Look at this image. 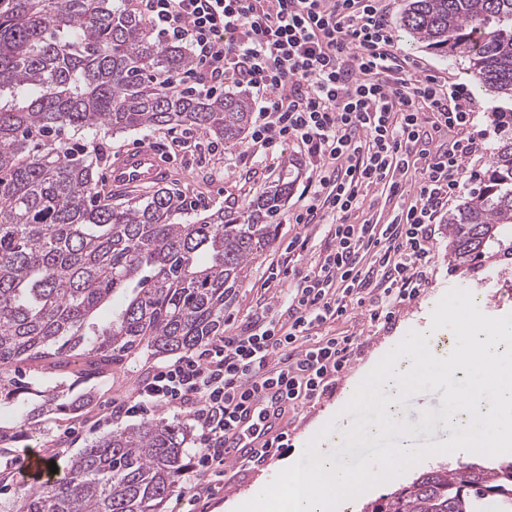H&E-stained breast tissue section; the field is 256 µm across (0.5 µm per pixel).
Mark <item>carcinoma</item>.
<instances>
[{"label": "carcinoma", "mask_w": 512, "mask_h": 512, "mask_svg": "<svg viewBox=\"0 0 512 512\" xmlns=\"http://www.w3.org/2000/svg\"><path fill=\"white\" fill-rule=\"evenodd\" d=\"M132 0H0V402L33 387L12 375L81 362L110 366L148 351L188 353L224 334V309L269 249L291 189L282 175L247 209L175 221L182 197L92 206L99 153L54 144L62 131L188 126L244 139L240 96L166 89L192 65L152 40ZM403 26L426 47L469 60L473 81L512 97V0H408ZM448 262L465 280L512 270V137L487 178L448 213ZM123 301L107 322L95 312ZM90 402L66 383L38 392L25 420ZM189 433L145 421L91 442L63 477L20 487L0 512H165ZM363 512H512V461L427 471Z\"/></svg>", "instance_id": "obj_1"}]
</instances>
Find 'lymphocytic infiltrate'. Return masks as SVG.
Listing matches in <instances>:
<instances>
[{"instance_id": "1", "label": "lymphocytic infiltrate", "mask_w": 512, "mask_h": 512, "mask_svg": "<svg viewBox=\"0 0 512 512\" xmlns=\"http://www.w3.org/2000/svg\"><path fill=\"white\" fill-rule=\"evenodd\" d=\"M160 44L189 47L196 65L172 92L215 95L225 81L259 103L253 150L294 141L312 170L295 223L325 225L329 243L295 271L280 318L218 337L196 355L158 367L124 405L164 406L200 428L183 477L207 489L249 400L270 391L275 418L331 393L362 348L355 336L313 338L349 303L392 322L428 281L433 225L466 185L488 130L465 86L419 75L393 50L380 0H141ZM418 199L385 224L353 223L362 190Z\"/></svg>"}]
</instances>
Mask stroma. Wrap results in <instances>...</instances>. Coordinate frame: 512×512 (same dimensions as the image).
<instances>
[{
  "mask_svg": "<svg viewBox=\"0 0 512 512\" xmlns=\"http://www.w3.org/2000/svg\"><path fill=\"white\" fill-rule=\"evenodd\" d=\"M383 2L389 13L397 53L415 59L426 73L467 86L479 106L476 124L478 128L490 130L491 136L482 150L468 161L467 168L471 175H485L499 140L498 134L493 131V112L498 108L512 109V100L473 86L467 61L448 60L415 40L402 25L407 0ZM58 140L62 147L72 150L89 144L99 147L102 157L99 168L103 171L107 170L116 155L130 147L145 145L159 148L173 168V177L167 181V188L186 200L188 213L195 218L223 207L244 209L265 184L277 179L279 174L288 175L293 186L280 211L277 238L268 251L249 267L243 286L237 289L234 300L224 312L225 331L238 330L258 316L277 310L279 299L286 296L289 281L284 278L278 284H268L266 277L271 264L289 260L293 265L306 266L328 243L323 227L304 228L289 221L301 204L300 195L311 168L309 158L295 144L278 145L263 157L254 158L248 152L247 143H226L185 127L152 128L113 136L91 131L77 134L67 130L59 135ZM416 199V191L412 188L403 197L391 200L370 188L362 191L359 207L352 219L358 223L368 219L385 223L398 209L409 207ZM462 201V196L453 197L447 210L439 213L430 263L432 280L419 297L400 308L395 322L387 327L370 323L361 309L352 304L348 306L346 314L320 327L319 332L323 335L359 336L364 348L361 355L351 361L333 394L300 406L280 420V431L288 435L284 448L262 464L245 467L233 463L225 465L220 487L211 493L196 497L189 486H182L168 500L167 512H224L225 502L247 494L256 484H269L279 473L281 464L290 457L299 456L308 439L329 422L333 423L335 434L325 439L323 447L337 460H349L371 453L372 448L368 445L350 448L337 445V434L349 429L356 419L355 414H342L341 408L353 394L355 382L361 374L375 366L409 331L428 332L431 313L438 301L449 289L461 285V276L451 272L448 266L446 224L449 211L456 209ZM304 231L311 236L307 252L289 256V241ZM165 361V356L154 357L145 351L89 380L71 375L64 378L57 374L42 376L40 386H52L64 380L72 384L74 393L88 392L92 398L80 411L48 414L33 424L22 426L18 423L19 416L26 411L23 401L1 404L0 429L12 434L7 448L15 468L11 477L0 483V503L11 500L16 489L25 483L21 469L25 450L38 449L45 459L54 461L61 468L91 441L116 428L132 425V418H114L113 407L127 400ZM443 395V389L428 390L400 403V412L412 431L409 438L411 445L437 444L451 438L452 429L442 425L445 412Z\"/></svg>",
  "mask_w": 512,
  "mask_h": 512,
  "instance_id": "35a3bbf8",
  "label": "stroma"
}]
</instances>
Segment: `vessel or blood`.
I'll return each mask as SVG.
<instances>
[{
    "label": "vessel or blood",
    "mask_w": 512,
    "mask_h": 512,
    "mask_svg": "<svg viewBox=\"0 0 512 512\" xmlns=\"http://www.w3.org/2000/svg\"><path fill=\"white\" fill-rule=\"evenodd\" d=\"M106 175L115 191H134L166 182L168 166L153 148L139 147L117 156L109 165ZM263 441L255 417L249 416L240 423L231 445L245 451L259 447ZM25 468L28 481L33 485H41L51 477L46 460L37 450L27 452Z\"/></svg>",
    "instance_id": "b4317fda"
}]
</instances>
